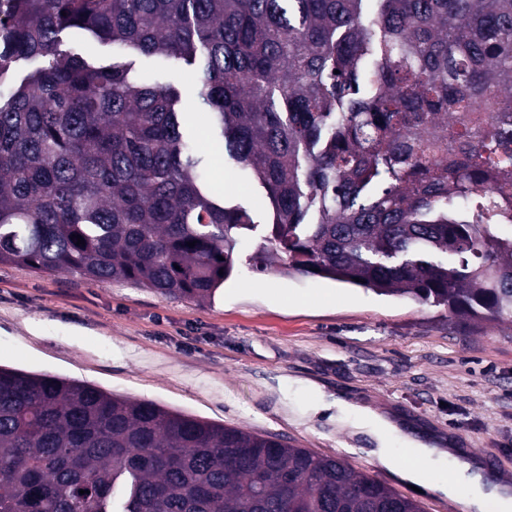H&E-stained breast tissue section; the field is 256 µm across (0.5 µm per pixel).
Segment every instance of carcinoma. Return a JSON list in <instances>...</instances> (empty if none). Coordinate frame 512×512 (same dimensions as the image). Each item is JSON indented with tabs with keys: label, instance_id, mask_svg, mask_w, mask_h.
Instances as JSON below:
<instances>
[{
	"label": "carcinoma",
	"instance_id": "cac0c4a2",
	"mask_svg": "<svg viewBox=\"0 0 512 512\" xmlns=\"http://www.w3.org/2000/svg\"><path fill=\"white\" fill-rule=\"evenodd\" d=\"M1 14L0 264L195 300L232 275L256 225L204 176L176 89L133 76L128 57L156 55L197 72L211 138L270 199L255 272L512 323V0H0ZM66 31L117 55L87 61ZM21 60L37 67L15 83ZM0 512L422 510L340 458L0 367Z\"/></svg>",
	"mask_w": 512,
	"mask_h": 512
}]
</instances>
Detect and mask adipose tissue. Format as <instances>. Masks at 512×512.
I'll use <instances>...</instances> for the list:
<instances>
[{"instance_id":"1","label":"adipose tissue","mask_w":512,"mask_h":512,"mask_svg":"<svg viewBox=\"0 0 512 512\" xmlns=\"http://www.w3.org/2000/svg\"><path fill=\"white\" fill-rule=\"evenodd\" d=\"M374 456L382 467L399 473L407 482L430 486L447 496L457 512H512V495L497 487L486 489L474 472L475 460L455 449L420 445L399 455L381 447Z\"/></svg>"}]
</instances>
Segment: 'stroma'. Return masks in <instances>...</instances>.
I'll return each instance as SVG.
<instances>
[{"instance_id": "stroma-1", "label": "stroma", "mask_w": 512, "mask_h": 512, "mask_svg": "<svg viewBox=\"0 0 512 512\" xmlns=\"http://www.w3.org/2000/svg\"><path fill=\"white\" fill-rule=\"evenodd\" d=\"M133 63L141 82L180 91L196 138L217 153L194 70L155 56ZM208 174L257 226L210 301L0 265V365L276 435L343 459L424 512L455 509L377 463V438L358 410L400 428L387 440L394 450L407 433L475 456L487 481L512 485V326L464 330L427 304L255 273L249 257L272 222L270 201L232 162L210 163Z\"/></svg>"}]
</instances>
